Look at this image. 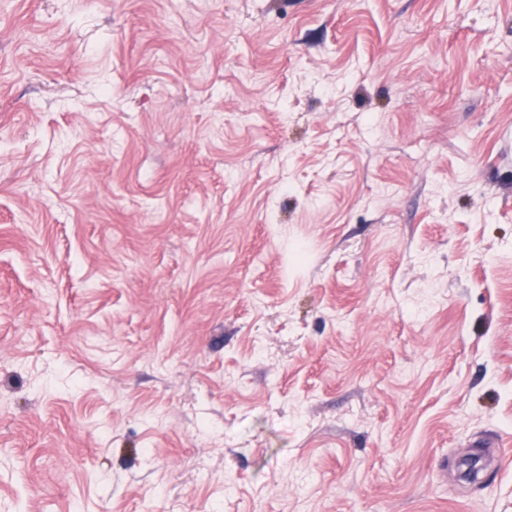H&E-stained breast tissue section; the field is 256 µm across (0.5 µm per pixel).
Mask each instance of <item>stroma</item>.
Wrapping results in <instances>:
<instances>
[{
    "label": "stroma",
    "mask_w": 512,
    "mask_h": 512,
    "mask_svg": "<svg viewBox=\"0 0 512 512\" xmlns=\"http://www.w3.org/2000/svg\"><path fill=\"white\" fill-rule=\"evenodd\" d=\"M0 512H512V0H0Z\"/></svg>",
    "instance_id": "obj_1"
}]
</instances>
